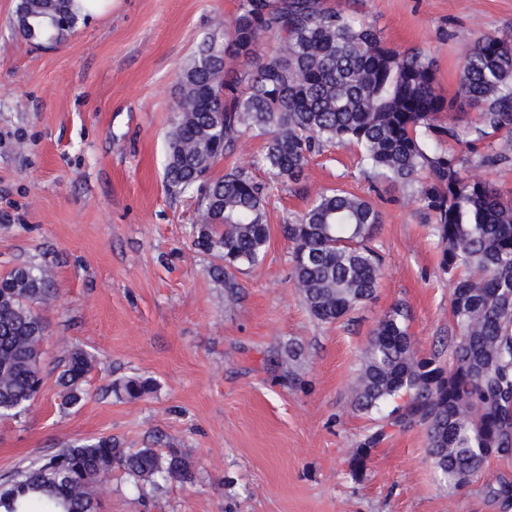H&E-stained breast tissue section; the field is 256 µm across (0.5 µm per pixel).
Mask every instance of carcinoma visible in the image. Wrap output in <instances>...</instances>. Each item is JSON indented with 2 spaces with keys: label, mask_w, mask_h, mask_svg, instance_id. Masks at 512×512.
<instances>
[{
  "label": "carcinoma",
  "mask_w": 512,
  "mask_h": 512,
  "mask_svg": "<svg viewBox=\"0 0 512 512\" xmlns=\"http://www.w3.org/2000/svg\"><path fill=\"white\" fill-rule=\"evenodd\" d=\"M72 0H18L15 25L32 41H58L76 25ZM263 37L271 48L260 54ZM436 69L418 49L398 50L381 31L326 0H239L222 37L205 39L182 70L176 117L166 140L164 180L196 192L194 246L218 260L213 273L229 295L236 273L264 259L271 191L304 178L323 144H353L359 171L388 187H417L433 226L441 269L452 288L448 363L419 355L407 311L393 306L378 321L353 388V407L387 412L386 425L356 449L362 470L386 429H424L440 479L461 488L491 458L512 454V200L487 179L469 176L465 154L485 167L512 165V33L479 39L462 62L454 99L436 91ZM476 119L444 120L452 107ZM251 133L266 140L260 183L235 166L214 179V165ZM380 212L344 189L316 194L301 218L282 226L290 243L291 282L307 311L333 323L373 299L382 258L373 240ZM52 273L24 266L0 277V418H17L39 397L47 323L37 306L52 299ZM92 356L65 358L62 405L83 400ZM148 378H128L115 392L138 399ZM117 468L141 487L192 477L189 458L171 448L131 450L110 436L68 443L0 484V512H97L99 473ZM512 500V483L488 484Z\"/></svg>",
  "instance_id": "1"
}]
</instances>
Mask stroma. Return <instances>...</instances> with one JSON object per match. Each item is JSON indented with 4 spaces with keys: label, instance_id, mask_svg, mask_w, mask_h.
I'll use <instances>...</instances> for the list:
<instances>
[{
    "label": "stroma",
    "instance_id": "stroma-1",
    "mask_svg": "<svg viewBox=\"0 0 512 512\" xmlns=\"http://www.w3.org/2000/svg\"><path fill=\"white\" fill-rule=\"evenodd\" d=\"M373 23L401 49L433 59L453 97L464 56L489 33L512 32V0H327ZM17 0H0V276L53 271L42 395L0 419V479L65 443L110 436L122 447L177 448L192 481L138 494L118 469L98 483V512H512L486 483L512 482V455L460 489L435 473L422 428L390 431L359 473L351 458L380 415L350 403L361 357L397 303L421 356L451 335L450 288L415 189L374 190L355 147L313 154L298 190L273 192L263 262L228 296L213 258L193 245L198 197L163 181L178 78L199 44L221 35L238 0H106L55 44L14 28ZM262 138L242 136L212 170L267 179ZM371 200L385 263L375 298L332 324L310 317L289 279L280 227L317 192ZM94 357L78 407L60 406L68 350ZM152 379L128 399L113 382Z\"/></svg>",
    "mask_w": 512,
    "mask_h": 512
}]
</instances>
